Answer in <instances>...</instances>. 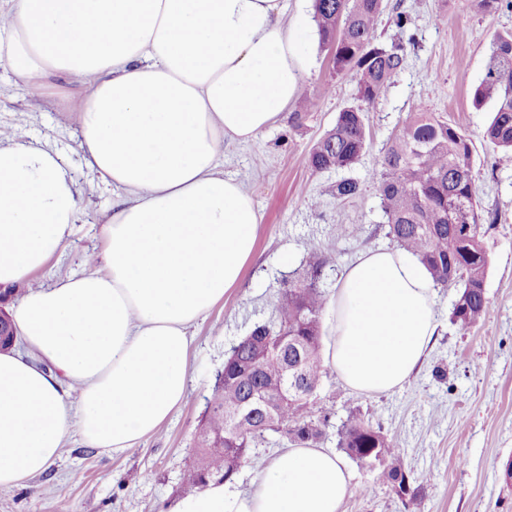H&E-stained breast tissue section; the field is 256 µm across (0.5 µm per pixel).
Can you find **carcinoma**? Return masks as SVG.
Listing matches in <instances>:
<instances>
[{"label":"carcinoma","mask_w":512,"mask_h":512,"mask_svg":"<svg viewBox=\"0 0 512 512\" xmlns=\"http://www.w3.org/2000/svg\"><path fill=\"white\" fill-rule=\"evenodd\" d=\"M382 12L383 0H314L319 41L330 55L332 69L356 84L357 103L339 110L333 127L307 157L311 170L338 174L330 193L340 203L357 198L364 187L355 174L356 165L371 151L362 104L379 99L404 70L406 42L413 41L403 39L411 24L404 12L394 20L398 36L388 42L377 40ZM488 102L493 103V117L483 137L495 149L512 153V31L495 35L484 78L474 89L475 107ZM473 169L470 136L417 104L381 148L369 173L385 217L377 229L428 267L433 287L459 289L450 320L463 332L480 322L487 304L488 258ZM324 276L323 261L309 262L284 286L270 317L254 324L232 347L234 362L224 366V384L215 385L208 401L196 457L184 474L181 493L201 490L211 482H234L250 448L258 443L316 447L326 437L334 412L325 410L313 417L306 397L266 405L272 419L267 427L252 422L235 432L227 420L246 400L238 383L239 367L258 359L255 342L263 338H300L308 381L321 385L327 370L320 355L321 317L328 302L320 288ZM260 368L263 386L281 382V361L267 360ZM337 447L361 465L377 462L391 488L409 483L402 497L405 512H421L422 487L405 467L397 443L380 427L351 411L338 430Z\"/></svg>","instance_id":"cac0c4a2"}]
</instances>
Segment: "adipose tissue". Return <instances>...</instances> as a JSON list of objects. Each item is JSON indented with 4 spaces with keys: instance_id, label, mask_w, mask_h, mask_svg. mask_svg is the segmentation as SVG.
Listing matches in <instances>:
<instances>
[{
    "instance_id": "adipose-tissue-1",
    "label": "adipose tissue",
    "mask_w": 512,
    "mask_h": 512,
    "mask_svg": "<svg viewBox=\"0 0 512 512\" xmlns=\"http://www.w3.org/2000/svg\"><path fill=\"white\" fill-rule=\"evenodd\" d=\"M285 0H10L0 68L41 92L82 79L74 110L87 166L123 193L102 221L105 272L18 296L24 351L0 352V487L47 470L71 426L112 455L137 448L188 392L194 328L240 279L260 215L225 176V139L255 140L308 69ZM80 212L59 156L0 144V287L62 252ZM433 281L377 249L329 300L325 362L351 389L402 386L436 327ZM79 390L70 400V387ZM351 472L334 451L288 446L243 491L181 496L171 512H340Z\"/></svg>"
}]
</instances>
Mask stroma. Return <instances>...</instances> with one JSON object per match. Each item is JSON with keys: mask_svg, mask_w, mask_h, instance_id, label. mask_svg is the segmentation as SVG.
<instances>
[{"mask_svg": "<svg viewBox=\"0 0 512 512\" xmlns=\"http://www.w3.org/2000/svg\"><path fill=\"white\" fill-rule=\"evenodd\" d=\"M407 12L416 45L394 83L365 116L375 149L400 128L414 104L469 133L474 144V178L483 213L489 264L487 308L467 333L450 322L457 291L434 289L437 334L420 367L402 387L359 393L328 370L311 404L328 409L333 424L348 410L379 425L399 445L414 476L431 474L423 486L422 512H512V162L499 161L483 139L490 107L475 108L496 32L512 29V10L491 15L472 0H385L376 30L387 41L392 18ZM289 26H302L301 48L309 60L300 95L319 105L301 125L292 112L256 141L224 143V174L237 179L261 215L254 251L238 284L199 324L191 356L188 395L171 419L126 455L109 457L70 432L59 458L21 485L0 488V512H170L180 496L191 461L193 437L207 400L224 372V353L250 325L268 314L284 278L313 256L326 260L327 293L362 254L389 247L373 229L382 219L372 184L362 195L339 203L330 195L332 173L313 172L306 158L351 103L355 83L334 76L313 19V0H288ZM43 93L0 69V143H30L61 158L80 193L81 219L63 254L29 279V287L103 267L105 241L100 220L117 194L87 167L79 148L80 127L72 107L82 93L76 79L52 76ZM447 376L436 379L434 366ZM352 490L340 512H405L380 469L349 465Z\"/></svg>", "mask_w": 512, "mask_h": 512, "instance_id": "1", "label": "stroma"}]
</instances>
